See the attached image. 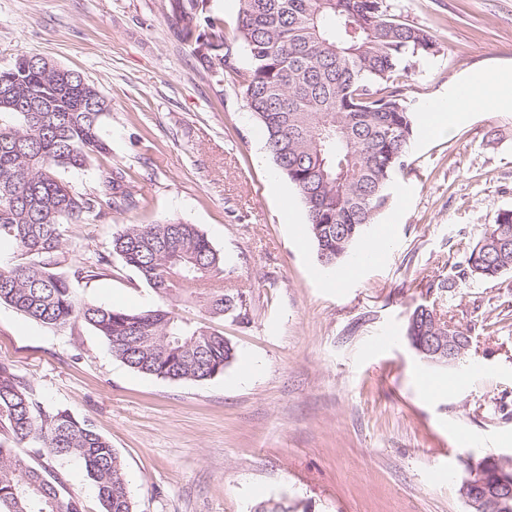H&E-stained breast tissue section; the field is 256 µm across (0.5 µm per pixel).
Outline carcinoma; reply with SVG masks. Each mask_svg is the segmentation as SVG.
Listing matches in <instances>:
<instances>
[{
	"label": "carcinoma",
	"mask_w": 512,
	"mask_h": 512,
	"mask_svg": "<svg viewBox=\"0 0 512 512\" xmlns=\"http://www.w3.org/2000/svg\"><path fill=\"white\" fill-rule=\"evenodd\" d=\"M237 24L204 13V0H170L177 39L217 82L239 86L258 120L279 173L296 189L317 253L343 261L391 199L408 168L415 119L403 95L416 65L438 52L434 36L392 12L387 0H239ZM248 64L238 65V52ZM18 100L0 105V238L27 261L0 267V303L56 329L82 321L132 370L158 378L205 381L224 372L236 349L203 320L173 311L130 312L77 303L55 272L63 226L139 206L129 173L100 171L108 193H80L61 177L109 147L100 128L109 111L77 71L46 72L27 53L0 67V86ZM110 255L135 269L170 301L194 304L211 319L249 323L246 292L224 287V261L194 224L165 219L126 224ZM512 272V210L498 211L483 236L462 251L460 274L475 281ZM446 325L418 305L407 338L437 336ZM32 445L31 456L76 458L97 487L103 512H133L123 462L87 418L35 402L29 387L0 362V433ZM0 512H83L60 474L0 443Z\"/></svg>",
	"instance_id": "obj_1"
}]
</instances>
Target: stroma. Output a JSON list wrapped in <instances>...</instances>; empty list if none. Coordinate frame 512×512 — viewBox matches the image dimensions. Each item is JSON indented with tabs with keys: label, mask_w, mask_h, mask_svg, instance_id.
Returning a JSON list of instances; mask_svg holds the SVG:
<instances>
[{
	"label": "stroma",
	"mask_w": 512,
	"mask_h": 512,
	"mask_svg": "<svg viewBox=\"0 0 512 512\" xmlns=\"http://www.w3.org/2000/svg\"><path fill=\"white\" fill-rule=\"evenodd\" d=\"M389 2L439 45L406 83L416 114L464 80L512 72V0ZM24 52L81 72L111 104L109 153L63 179L101 194V168L120 167L140 200L66 226L57 270L74 299L163 306L121 260L98 277L74 271L123 225L164 218L197 225L224 258L226 287L249 294V323L217 324L237 358L207 381L137 373L88 325L50 330L0 303V361L36 401L90 419L111 442L134 512H253L269 498L291 512H468L466 461L512 456V273L460 277L445 294L425 283L452 274L461 245L512 209V104L468 113L444 138L416 134L411 166L368 231L388 246L327 288L302 200L238 86L215 82L175 37L169 0H0V67ZM421 303L468 329L465 365L436 367L411 347L407 318ZM382 335L395 343L380 351ZM426 375L447 378V391L424 396ZM45 465L85 512H100L80 461Z\"/></svg>",
	"instance_id": "obj_1"
}]
</instances>
